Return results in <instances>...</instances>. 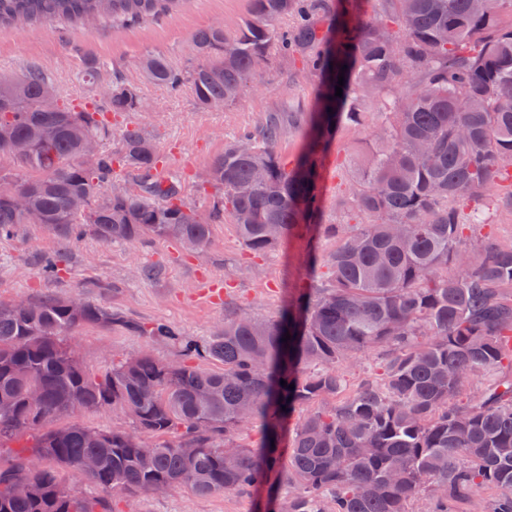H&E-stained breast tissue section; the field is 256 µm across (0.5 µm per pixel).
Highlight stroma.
Here are the masks:
<instances>
[{
  "instance_id": "obj_1",
  "label": "stroma",
  "mask_w": 512,
  "mask_h": 512,
  "mask_svg": "<svg viewBox=\"0 0 512 512\" xmlns=\"http://www.w3.org/2000/svg\"><path fill=\"white\" fill-rule=\"evenodd\" d=\"M247 0H189L186 7L157 24L115 32L111 27L90 29L67 22L34 24L0 35V77L29 67L43 70L58 97L78 109L97 110L112 127L109 148L120 145L125 128L137 127L152 139L166 167L182 173L187 201L203 198L195 187L198 172L224 150L227 139L258 126L281 99L293 111L308 112L314 105V78L308 68L274 63L259 77L262 94L245 106L201 109L189 88L177 91L149 82L138 60L146 52L163 54L177 68L192 65V36L200 28L223 22L234 31L245 16ZM97 60V77L85 73ZM120 80L146 100L145 112L113 114L102 87ZM477 235L489 234L502 246L512 245V181L499 183L487 198V222ZM331 248L320 241L306 250L291 240L275 251L256 256L242 249L233 224L213 225L208 244L186 251L165 240L144 244H105L86 235L66 238L39 224L17 225L12 236L0 240V301H38L48 295L79 296L140 321H161L182 335L204 339L215 335L225 316L245 307L260 320L278 315L287 302L316 285L322 257ZM56 255L61 269L47 276L44 256ZM224 292L222 303L208 302L205 289ZM72 336L84 363L97 370L127 353L148 349L161 360L173 350L106 328L79 327ZM112 512H284L286 500L268 502L264 494L195 495L176 491L165 495L129 496L113 493Z\"/></svg>"
}]
</instances>
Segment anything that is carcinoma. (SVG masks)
I'll list each match as a JSON object with an SVG mask.
<instances>
[{"mask_svg": "<svg viewBox=\"0 0 512 512\" xmlns=\"http://www.w3.org/2000/svg\"><path fill=\"white\" fill-rule=\"evenodd\" d=\"M187 2L0 0V33L57 19L131 30ZM506 5L512 0H249L233 34L222 22L195 33L192 68L142 56L149 81L187 86L208 110L239 103L273 46L280 61L316 77L313 111L283 105L224 143L208 165V186L197 185L207 224L193 223L199 206L185 200L181 175L164 171L140 129H125L111 153L109 125L61 102L40 69L0 80V183L27 195L24 209L0 196V238L17 224H42L71 238L166 239L197 249L227 219L253 255L290 239L309 249L318 238L334 241L323 256L324 284L310 296L270 320L233 311L204 340L88 301L79 313L56 296L0 302V450L12 453L0 464V512H111L110 492L149 494L157 485L201 496L284 491L285 512H414L417 501L421 512H512V376H500L512 371V247L474 235L489 188L512 179ZM283 17L288 24L275 27ZM394 86L406 93L391 97ZM48 95L50 112L40 107ZM366 101L380 123L369 122ZM108 103L111 112L144 111L118 82ZM346 123L367 130L374 146L350 157L342 219L322 224L321 161ZM290 129L302 134L291 162L278 151ZM89 138L99 150L86 160ZM16 140L29 151L15 153ZM117 167L135 174L136 188L99 196ZM76 196L80 209L71 206ZM80 326L169 344L178 359L146 353L93 372L67 340ZM369 351L386 363L347 392L342 366ZM480 373L489 381L473 398ZM33 388L43 398L37 412L27 403ZM74 397L89 412L123 410L129 427L53 425L70 416ZM316 402L282 455L288 415ZM254 419L264 437L249 446L241 433ZM88 458L97 460L84 474L92 496L59 474L82 472ZM19 483L32 493L15 494Z\"/></svg>", "mask_w": 512, "mask_h": 512, "instance_id": "obj_1", "label": "carcinoma"}]
</instances>
